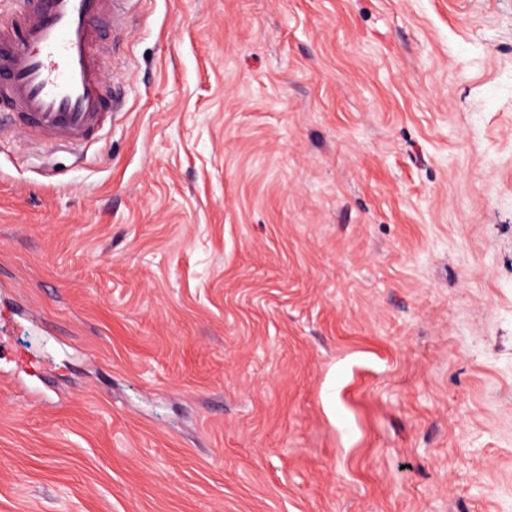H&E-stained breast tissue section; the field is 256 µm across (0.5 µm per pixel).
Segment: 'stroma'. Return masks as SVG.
Instances as JSON below:
<instances>
[{
  "instance_id": "stroma-1",
  "label": "stroma",
  "mask_w": 512,
  "mask_h": 512,
  "mask_svg": "<svg viewBox=\"0 0 512 512\" xmlns=\"http://www.w3.org/2000/svg\"><path fill=\"white\" fill-rule=\"evenodd\" d=\"M125 9L0 112V512H512V0ZM121 1L0 2V112L30 144L87 145L112 117L99 59L106 31L123 25Z\"/></svg>"
}]
</instances>
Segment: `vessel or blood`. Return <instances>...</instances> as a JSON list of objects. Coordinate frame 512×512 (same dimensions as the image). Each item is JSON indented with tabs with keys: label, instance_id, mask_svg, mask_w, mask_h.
Returning <instances> with one entry per match:
<instances>
[{
	"label": "vessel or blood",
	"instance_id": "b4317fda",
	"mask_svg": "<svg viewBox=\"0 0 512 512\" xmlns=\"http://www.w3.org/2000/svg\"><path fill=\"white\" fill-rule=\"evenodd\" d=\"M121 0H0V112L45 149L85 145L112 116L99 59Z\"/></svg>",
	"mask_w": 512,
	"mask_h": 512
}]
</instances>
